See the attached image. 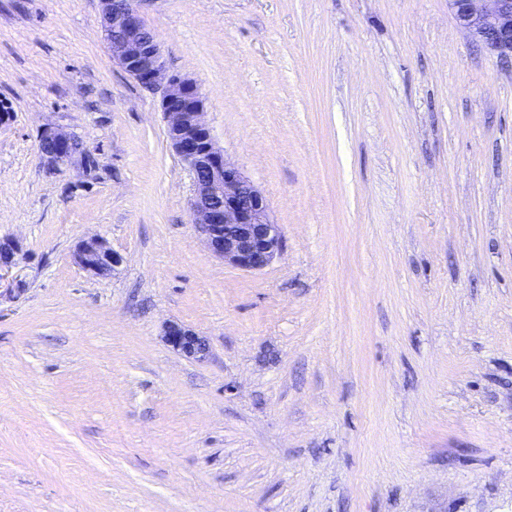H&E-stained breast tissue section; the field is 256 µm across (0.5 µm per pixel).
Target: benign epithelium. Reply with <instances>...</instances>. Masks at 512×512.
Returning a JSON list of instances; mask_svg holds the SVG:
<instances>
[{"label":"benign epithelium","mask_w":512,"mask_h":512,"mask_svg":"<svg viewBox=\"0 0 512 512\" xmlns=\"http://www.w3.org/2000/svg\"><path fill=\"white\" fill-rule=\"evenodd\" d=\"M102 29L115 60L143 87L159 93V109L166 138L192 175L194 195L190 217L206 246L216 257L246 271H260L280 254L282 234L258 186L224 155L204 116L206 98L195 81L172 73L155 35L144 25L135 0H100ZM457 23L484 50L512 60V0H448ZM76 137L61 130L43 133L44 156L65 164L72 155L63 151ZM20 250L13 238L0 239V271L11 267ZM77 263L95 276H107L123 262L99 236L82 241ZM165 342L178 354L195 361L210 353L206 337L178 323H170Z\"/></svg>","instance_id":"benign-epithelium-1"}]
</instances>
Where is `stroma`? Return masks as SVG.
<instances>
[{
    "label": "stroma",
    "mask_w": 512,
    "mask_h": 512,
    "mask_svg": "<svg viewBox=\"0 0 512 512\" xmlns=\"http://www.w3.org/2000/svg\"><path fill=\"white\" fill-rule=\"evenodd\" d=\"M136 7L283 250L204 246L98 0H0V512H512V61L448 0ZM75 135L66 133L61 130H50L43 133L41 143L48 147L46 152L42 154L47 157L52 164H65L72 159V154H67L63 148L69 144H74ZM77 263L95 276H107L123 262V257L112 250L99 236L83 240L75 252ZM165 342L178 354L195 361L205 360L210 353L207 338L178 323H169L164 332Z\"/></svg>",
    "instance_id": "stroma-1"
}]
</instances>
